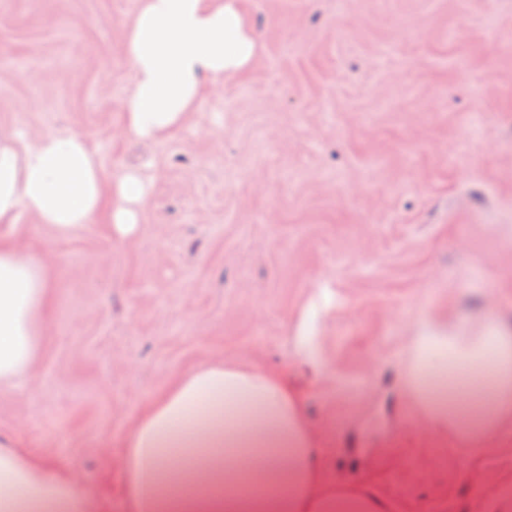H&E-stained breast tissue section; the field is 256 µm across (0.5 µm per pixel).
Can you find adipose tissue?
<instances>
[{
	"label": "adipose tissue",
	"mask_w": 512,
	"mask_h": 512,
	"mask_svg": "<svg viewBox=\"0 0 512 512\" xmlns=\"http://www.w3.org/2000/svg\"><path fill=\"white\" fill-rule=\"evenodd\" d=\"M260 53L240 0H138L124 27L132 81L122 100L129 137L158 143L195 111L207 83L250 69ZM147 196L133 171L106 177L82 133L31 143L0 137V223L19 214L67 233L109 207L113 239L138 238ZM48 288L45 266L17 244H0V385L32 371ZM488 368L492 407L466 420L432 390L447 363ZM403 385L426 429L477 444L512 420V329L496 311L482 326L420 318ZM127 512H385L367 494L320 485L318 441L287 368L203 362L150 404L123 440ZM0 512H87L71 472L0 440Z\"/></svg>",
	"instance_id": "1"
}]
</instances>
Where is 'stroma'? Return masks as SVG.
<instances>
[{
    "label": "stroma",
    "mask_w": 512,
    "mask_h": 512,
    "mask_svg": "<svg viewBox=\"0 0 512 512\" xmlns=\"http://www.w3.org/2000/svg\"><path fill=\"white\" fill-rule=\"evenodd\" d=\"M137 0H0V136L88 134L149 184L142 232L0 240L46 261L40 358L0 386V439L125 512L122 442L212 360L287 367L324 488L386 512H485L512 491V424L472 445L422 432L402 386L423 315L512 323V0H241L260 45L167 141L124 131ZM313 320L325 364L297 359ZM309 330L310 322L308 320L304 319L297 324L295 335L291 336L294 345V351L297 356L303 358L318 368H323L324 364L318 356V353L311 341V337L308 335Z\"/></svg>",
    "instance_id": "stroma-1"
}]
</instances>
